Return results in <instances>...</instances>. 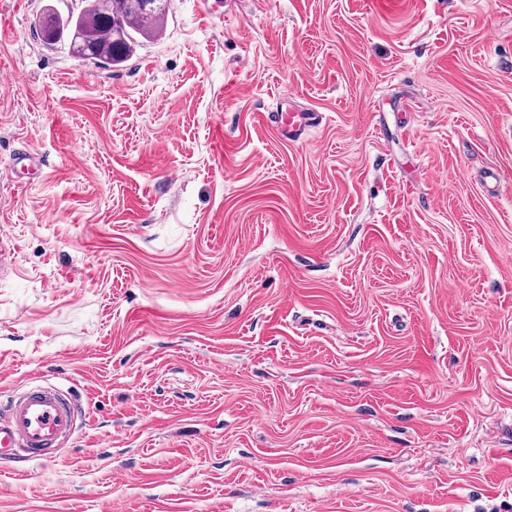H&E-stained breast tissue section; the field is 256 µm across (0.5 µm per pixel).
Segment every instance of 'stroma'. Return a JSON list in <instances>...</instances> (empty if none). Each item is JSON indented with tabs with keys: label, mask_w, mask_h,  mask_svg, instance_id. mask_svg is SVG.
I'll return each instance as SVG.
<instances>
[{
	"label": "stroma",
	"mask_w": 512,
	"mask_h": 512,
	"mask_svg": "<svg viewBox=\"0 0 512 512\" xmlns=\"http://www.w3.org/2000/svg\"><path fill=\"white\" fill-rule=\"evenodd\" d=\"M49 7L0 0V404L79 417L0 512H512V0H179L112 71ZM264 122L273 127L275 132L289 142H297L306 134L309 127H312L318 116L314 113L291 112L285 110L268 113L262 116Z\"/></svg>",
	"instance_id": "35a3bbf8"
}]
</instances>
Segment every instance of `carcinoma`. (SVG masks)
<instances>
[{"instance_id": "cac0c4a2", "label": "carcinoma", "mask_w": 512, "mask_h": 512, "mask_svg": "<svg viewBox=\"0 0 512 512\" xmlns=\"http://www.w3.org/2000/svg\"><path fill=\"white\" fill-rule=\"evenodd\" d=\"M137 0H82L78 12L57 18V40L69 42L75 57L99 68L122 67L143 44L164 32L166 14L143 15L132 7Z\"/></svg>"}]
</instances>
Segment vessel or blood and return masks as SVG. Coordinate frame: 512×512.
<instances>
[{"mask_svg": "<svg viewBox=\"0 0 512 512\" xmlns=\"http://www.w3.org/2000/svg\"><path fill=\"white\" fill-rule=\"evenodd\" d=\"M264 122L283 139L301 140L317 120L316 114L281 111ZM77 406L59 389L34 386L15 396L0 417V461L32 464L57 450L76 430Z\"/></svg>", "mask_w": 512, "mask_h": 512, "instance_id": "1", "label": "vessel or blood"}]
</instances>
